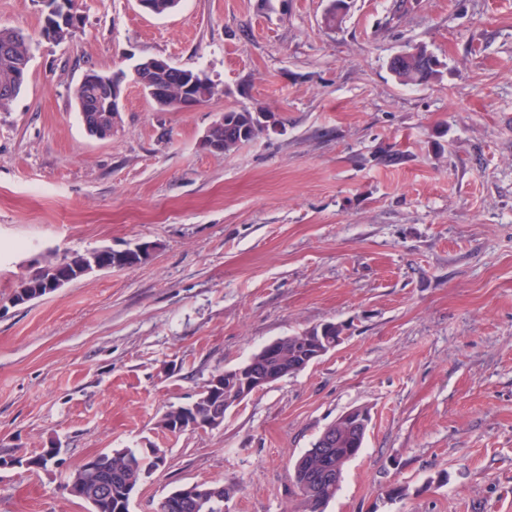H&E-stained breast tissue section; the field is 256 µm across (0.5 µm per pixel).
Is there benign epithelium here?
Instances as JSON below:
<instances>
[{"label":"benign epithelium","instance_id":"benign-epithelium-1","mask_svg":"<svg viewBox=\"0 0 512 512\" xmlns=\"http://www.w3.org/2000/svg\"><path fill=\"white\" fill-rule=\"evenodd\" d=\"M46 13L40 34L47 41H55L60 30L73 32L79 28L80 15L75 6V0H44ZM170 64L158 58H149L134 67L136 82L148 94L155 97V102L162 109L170 108V98L162 90L156 88L151 82L152 73L167 69ZM78 110L87 134L99 140L112 138V122L119 112L122 100V77L117 74L106 75L94 70L86 72L74 92ZM224 128V117H219L202 137L203 144L214 152H224V141L217 138L218 130ZM155 247L149 243H141L132 248L123 250H110L114 268H127L135 256L142 258L149 256ZM336 327L334 323H323L319 326V335L307 339L301 351L294 352L286 360H281L275 367H268L266 372L258 374L254 371L256 360L244 363L233 370L216 375L210 383L217 385L221 378L235 380L231 390L224 392L222 409L229 411L247 397L259 392L267 385L283 377L297 373L329 351L335 344L329 342L324 331ZM224 421V416L218 412H211L206 421L192 422L187 426L177 424L180 432H195L204 429H214ZM371 416L368 409L355 407L341 414L332 424L327 426L321 434L317 447L311 449V454L327 456L331 449L340 444V432L346 430L354 434L355 443H360L366 436ZM342 479V470L326 469L320 475L313 477L315 483L325 487L334 488ZM220 489L206 483H196L176 493L164 497L157 505L156 512H180L188 504L203 505L213 498H218Z\"/></svg>","mask_w":512,"mask_h":512}]
</instances>
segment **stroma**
Listing matches in <instances>:
<instances>
[{"label": "stroma", "instance_id": "obj_1", "mask_svg": "<svg viewBox=\"0 0 512 512\" xmlns=\"http://www.w3.org/2000/svg\"><path fill=\"white\" fill-rule=\"evenodd\" d=\"M76 0L80 29L40 36V0H0L25 34V88L0 111V512H88L65 485L88 457L152 447L166 463L132 512L221 482L224 512H303L293 463L343 412L364 446L325 512H512V0ZM441 61L405 86L396 54ZM163 58L218 87L162 109L134 65ZM123 71L112 137L72 91ZM277 130L227 153L201 139L230 109ZM151 258L22 306L30 271L140 243ZM332 322L343 339L232 408L171 434L164 414L265 345ZM403 497L385 495L390 485ZM439 61L424 46H414L395 56L390 69L401 84L425 85L435 80L440 70Z\"/></svg>", "mask_w": 512, "mask_h": 512}]
</instances>
